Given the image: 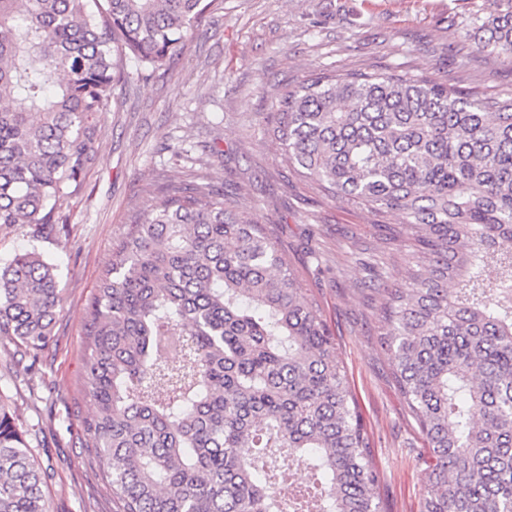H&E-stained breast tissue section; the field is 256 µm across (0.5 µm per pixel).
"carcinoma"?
Returning a JSON list of instances; mask_svg holds the SVG:
<instances>
[{"instance_id":"cac0c4a2","label":"carcinoma","mask_w":512,"mask_h":512,"mask_svg":"<svg viewBox=\"0 0 512 512\" xmlns=\"http://www.w3.org/2000/svg\"><path fill=\"white\" fill-rule=\"evenodd\" d=\"M206 0H0V224H64L96 114L180 59ZM461 43L512 65V8ZM295 174L408 243L375 288L381 344L428 448L422 512H512V96L396 70L320 69L274 93ZM112 246L86 310L84 445L119 512H383L366 424L316 300L209 183L168 180ZM389 214L403 224L384 223ZM63 308L32 248L0 260V336L37 361ZM179 356L164 359L171 337ZM311 473L280 498L275 452ZM0 512H50L0 408Z\"/></svg>"}]
</instances>
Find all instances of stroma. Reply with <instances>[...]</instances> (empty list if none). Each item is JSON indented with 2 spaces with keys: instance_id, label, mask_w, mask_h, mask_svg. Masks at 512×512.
<instances>
[{
  "instance_id": "obj_1",
  "label": "stroma",
  "mask_w": 512,
  "mask_h": 512,
  "mask_svg": "<svg viewBox=\"0 0 512 512\" xmlns=\"http://www.w3.org/2000/svg\"><path fill=\"white\" fill-rule=\"evenodd\" d=\"M496 0H215L182 59L150 76L127 64L117 101L98 113L95 159L46 238L0 225V259L38 248L57 265L63 309L36 365L0 338V406L47 473L50 512H116L82 444L94 406L82 388L85 310L141 201L168 178L223 188L276 241L336 339L383 479L386 512H421L425 442L378 342L375 273L399 259L365 209L300 180L266 132L278 86L313 70L394 69L447 80L478 97L512 93V68L458 48L455 32Z\"/></svg>"
}]
</instances>
